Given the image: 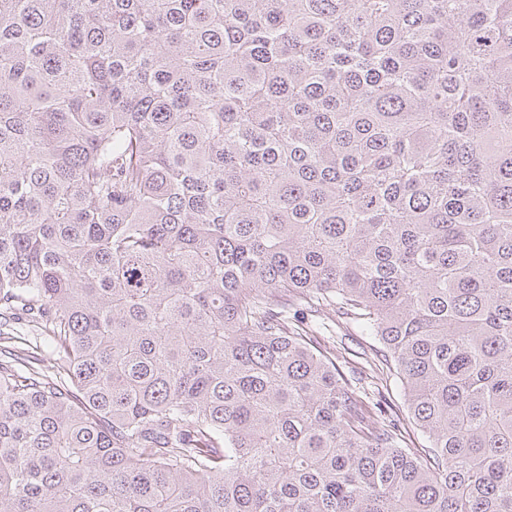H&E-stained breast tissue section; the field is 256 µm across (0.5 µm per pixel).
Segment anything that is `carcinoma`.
Returning <instances> with one entry per match:
<instances>
[{"label": "carcinoma", "instance_id": "obj_1", "mask_svg": "<svg viewBox=\"0 0 512 512\" xmlns=\"http://www.w3.org/2000/svg\"><path fill=\"white\" fill-rule=\"evenodd\" d=\"M3 314L0 512H512V0H0ZM327 330L323 329L320 334L317 335L318 341L336 355V364L349 375L351 368H359L361 365L352 361L358 360L350 354L365 357L364 352L368 356H372V349L380 347L379 344L375 343L372 339L366 336H360V334L351 326L341 321L330 322L327 321ZM374 346V347H373ZM343 358L349 361V364L343 363Z\"/></svg>", "mask_w": 512, "mask_h": 512}]
</instances>
